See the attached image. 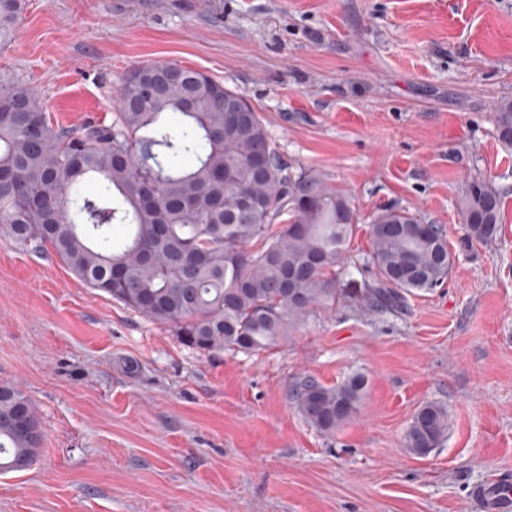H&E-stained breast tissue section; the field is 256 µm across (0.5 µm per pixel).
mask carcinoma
<instances>
[{"label": "carcinoma", "mask_w": 512, "mask_h": 512, "mask_svg": "<svg viewBox=\"0 0 512 512\" xmlns=\"http://www.w3.org/2000/svg\"><path fill=\"white\" fill-rule=\"evenodd\" d=\"M21 0H0V41L10 38ZM245 111L231 125L224 99ZM499 143L512 149V97L495 103ZM267 156L257 173L253 158ZM501 194L474 178L459 193L469 241L495 239ZM0 225L21 246L49 248L78 278L170 327L196 351L252 353L288 340L317 311L343 297L338 276L357 230L348 194L310 169L294 173L263 119L237 91L177 62L130 70L118 111L79 126H55L37 91L0 80ZM372 282L354 301L397 313L408 297L448 276L447 234L418 212L389 206L369 228ZM367 377L334 386L302 377L296 411L323 433L356 417ZM28 396L0 384V474L32 467L36 435L18 429ZM448 435V408L424 404L403 434L406 451L426 455Z\"/></svg>", "instance_id": "obj_1"}]
</instances>
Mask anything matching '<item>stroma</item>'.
<instances>
[{
    "label": "stroma",
    "mask_w": 512,
    "mask_h": 512,
    "mask_svg": "<svg viewBox=\"0 0 512 512\" xmlns=\"http://www.w3.org/2000/svg\"><path fill=\"white\" fill-rule=\"evenodd\" d=\"M0 75L53 122L112 112L134 67L174 61L261 114L283 159L351 198V257L382 208L442 225L444 284L402 314L347 296L257 353L201 354L0 231V383L31 400L41 454L0 475V512H479L512 474V152L494 105L512 96V0H22ZM501 193L493 243L468 241L458 193ZM363 371L358 416L326 434L296 411L302 377ZM429 401L448 435L403 434ZM448 435V408L439 401L424 404L413 416L403 434L406 451L412 455H426Z\"/></svg>",
    "instance_id": "obj_1"
}]
</instances>
